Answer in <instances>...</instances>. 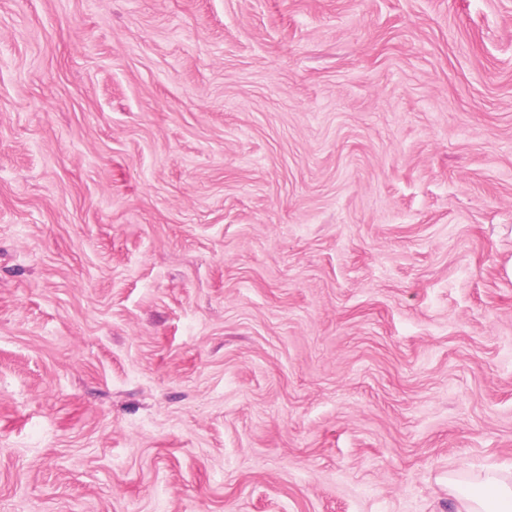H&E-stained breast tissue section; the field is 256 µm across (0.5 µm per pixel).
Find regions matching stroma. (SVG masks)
I'll use <instances>...</instances> for the list:
<instances>
[{
	"label": "stroma",
	"mask_w": 512,
	"mask_h": 512,
	"mask_svg": "<svg viewBox=\"0 0 512 512\" xmlns=\"http://www.w3.org/2000/svg\"><path fill=\"white\" fill-rule=\"evenodd\" d=\"M512 471V0H0V512H456Z\"/></svg>",
	"instance_id": "stroma-1"
}]
</instances>
